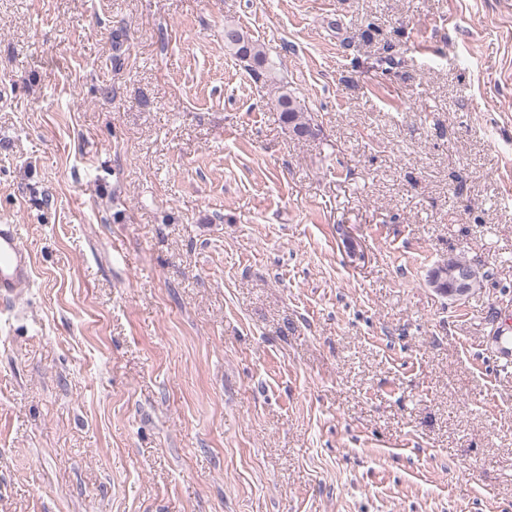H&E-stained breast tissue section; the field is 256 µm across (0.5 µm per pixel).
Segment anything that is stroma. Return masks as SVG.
Masks as SVG:
<instances>
[{
    "label": "stroma",
    "mask_w": 512,
    "mask_h": 512,
    "mask_svg": "<svg viewBox=\"0 0 512 512\" xmlns=\"http://www.w3.org/2000/svg\"><path fill=\"white\" fill-rule=\"evenodd\" d=\"M0 224V512H512V0H0ZM225 46L233 51L235 56H240L242 59H248L247 67L256 78L265 77L274 82L276 77L273 76L272 68L269 65L268 59L262 47L253 42L242 30L235 27H226L224 29ZM277 84L278 95L275 99V108L280 112V119L283 124L298 138H304L313 135L315 132L312 126V119L304 111V108L297 96L288 88V84L283 81L275 82ZM31 280V258L19 225L0 224V297L19 299ZM470 263L464 258L458 256V255H448V259L444 260L443 264L447 267L448 270H451L452 268L459 266L461 264ZM451 277L453 281V287L452 283L448 279L447 283H443L442 286L448 292L450 288V293L448 295L454 296V297H464L467 295L468 290L470 288L469 295L473 294L478 288H481V284L483 282L485 273H481L480 269L476 266L473 267L472 270V278L470 280V269L468 266H460L456 267L451 271ZM470 281V282H469Z\"/></svg>",
    "instance_id": "1"
}]
</instances>
